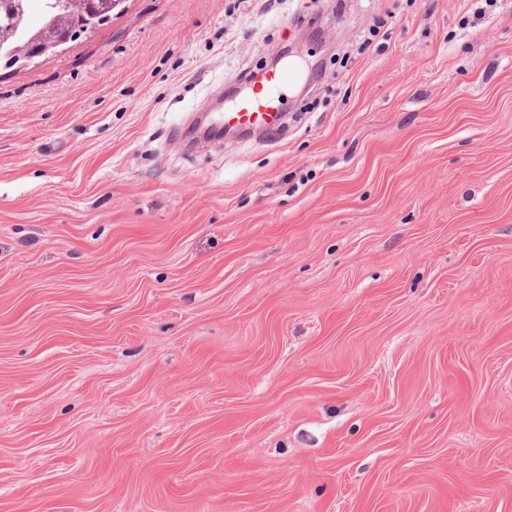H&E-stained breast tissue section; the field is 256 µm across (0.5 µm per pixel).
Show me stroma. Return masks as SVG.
<instances>
[{
	"label": "stroma",
	"instance_id": "1",
	"mask_svg": "<svg viewBox=\"0 0 512 512\" xmlns=\"http://www.w3.org/2000/svg\"><path fill=\"white\" fill-rule=\"evenodd\" d=\"M285 53L278 131L192 138ZM0 512H512V0H121L1 67Z\"/></svg>",
	"mask_w": 512,
	"mask_h": 512
}]
</instances>
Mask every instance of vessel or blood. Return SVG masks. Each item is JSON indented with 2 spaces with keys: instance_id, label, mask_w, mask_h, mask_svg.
Here are the masks:
<instances>
[{
  "instance_id": "obj_1",
  "label": "vessel or blood",
  "mask_w": 512,
  "mask_h": 512,
  "mask_svg": "<svg viewBox=\"0 0 512 512\" xmlns=\"http://www.w3.org/2000/svg\"><path fill=\"white\" fill-rule=\"evenodd\" d=\"M300 78L299 68L292 64L270 72L253 74L250 78L252 92L225 108V125L242 129L274 130L280 120L285 93Z\"/></svg>"
}]
</instances>
